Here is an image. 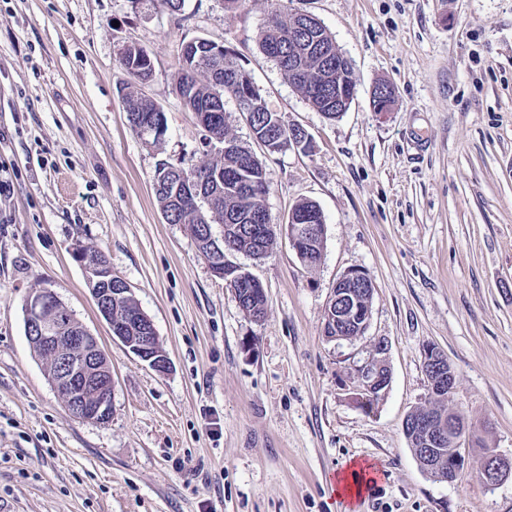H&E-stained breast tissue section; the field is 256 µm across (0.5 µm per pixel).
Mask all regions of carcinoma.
Listing matches in <instances>:
<instances>
[{
	"mask_svg": "<svg viewBox=\"0 0 512 512\" xmlns=\"http://www.w3.org/2000/svg\"><path fill=\"white\" fill-rule=\"evenodd\" d=\"M260 47L325 119L334 121L349 109L353 102L351 91L355 88L349 60H343V67L331 75V84L338 87L344 99L338 100L336 95L323 93L317 88L324 76L327 59L336 58L339 51L332 36L315 18L275 11L262 35ZM184 54L190 67L182 68L177 82L184 106L195 113L208 142L216 148L223 145L225 149L217 152L216 158L200 165H189L182 160L175 164H159V174L175 165L186 176L205 180L206 185L195 204L181 207L174 201L171 187L158 181L154 186L156 200L168 223L189 225L194 229L199 240L205 242L198 247L204 256H209L206 241L212 238L214 223L241 225L240 236L228 244L238 252L263 255L275 241V225L258 217V204L252 195L244 192V184L264 180L265 169L262 160L251 149L226 131L225 96L229 95L236 101L240 112L246 105L251 107L248 123L259 143L264 129L278 113L265 104L253 107V100L261 98V93H254L242 84L243 69L229 52L212 57L197 45L189 44ZM147 56L149 52L146 49L134 44L128 46L124 53V69L130 77L122 88L128 107L127 119L132 131L140 138L143 137V118L160 111L138 92V85L150 79V73L141 64ZM239 308L251 318L264 315L266 296L259 292L246 296Z\"/></svg>",
	"mask_w": 512,
	"mask_h": 512,
	"instance_id": "1",
	"label": "carcinoma"
}]
</instances>
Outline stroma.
Returning <instances> with one entry per match:
<instances>
[{
    "instance_id": "35a3bbf8",
    "label": "stroma",
    "mask_w": 512,
    "mask_h": 512,
    "mask_svg": "<svg viewBox=\"0 0 512 512\" xmlns=\"http://www.w3.org/2000/svg\"><path fill=\"white\" fill-rule=\"evenodd\" d=\"M0 0V512H512V477L425 474L404 436L425 402L424 350L456 373L449 408L483 448L512 459V0H280L316 18L352 63L357 93L326 120L258 47L275 3ZM224 45L311 151L263 154L276 240L231 265L263 285L248 318L184 225L165 220L160 162L212 158L176 93L182 46ZM152 55L144 95L168 133L147 147L118 90V50ZM395 88L374 111L373 87ZM325 216L320 263L284 229L292 207ZM102 252L152 320L171 362L159 374L113 339L74 240ZM356 269L374 290L369 326L323 334L332 287ZM45 289L112 364V418L71 415L26 336L24 301ZM392 379L373 413L346 368L377 339ZM373 464L359 499L334 478Z\"/></svg>"
}]
</instances>
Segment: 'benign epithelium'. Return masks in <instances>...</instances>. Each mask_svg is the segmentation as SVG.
I'll return each mask as SVG.
<instances>
[{
    "instance_id": "benign-epithelium-1",
    "label": "benign epithelium",
    "mask_w": 512,
    "mask_h": 512,
    "mask_svg": "<svg viewBox=\"0 0 512 512\" xmlns=\"http://www.w3.org/2000/svg\"><path fill=\"white\" fill-rule=\"evenodd\" d=\"M202 193L201 182L196 178L181 176L175 184L176 202L189 205ZM288 242L299 253L313 239L324 234L316 224L286 225ZM215 256L210 262L213 276L226 281L231 290L249 282H260L247 273H239L226 263L224 245H214ZM72 255L83 267L87 283L112 332L135 356L158 373H165L170 362L159 347V337L152 321L142 320L138 312H130L124 321H112V306L121 304L131 293L129 284L112 273V267L103 257H94L82 241L75 240ZM373 293L370 278L359 270L344 273L331 290L324 315L336 318V325L347 323L367 330L371 318L370 305L362 304L358 294ZM25 330L33 350L45 361L46 375L61 397L68 411L77 418L105 423L112 417V369L97 337L74 322H62V311L46 291L30 294L24 303ZM387 344L380 339L362 357L352 361L347 376L353 383L352 399L364 412L376 408L391 382V373L383 369L380 361L385 358ZM424 368L428 381L427 399L435 400L452 392L455 372L444 351L435 345L424 349ZM464 418L450 413L441 418L424 409L411 411L404 419L403 431L418 439L417 460L422 470L440 482H454L469 467V457L460 452L448 457V467L436 463L439 447L449 435L465 432ZM477 468L484 475V482L495 486L512 475V460H507L492 450H487L477 461Z\"/></svg>"
}]
</instances>
